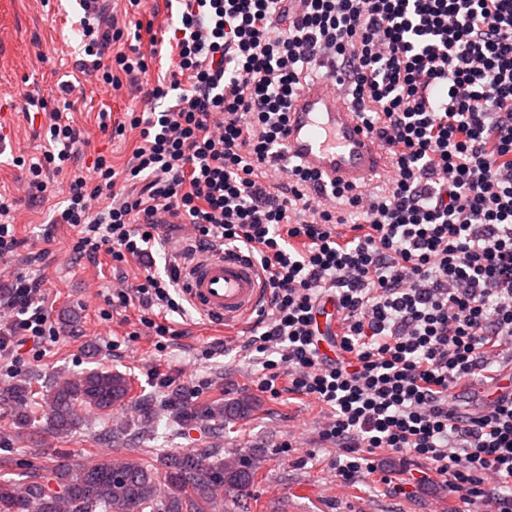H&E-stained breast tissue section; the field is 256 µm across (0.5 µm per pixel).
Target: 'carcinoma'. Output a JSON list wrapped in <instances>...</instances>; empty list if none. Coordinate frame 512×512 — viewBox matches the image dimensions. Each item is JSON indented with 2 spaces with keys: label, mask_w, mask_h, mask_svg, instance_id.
<instances>
[{
  "label": "carcinoma",
  "mask_w": 512,
  "mask_h": 512,
  "mask_svg": "<svg viewBox=\"0 0 512 512\" xmlns=\"http://www.w3.org/2000/svg\"><path fill=\"white\" fill-rule=\"evenodd\" d=\"M131 384L120 371L95 368L58 378L43 388L17 380L0 393V408L24 431L43 421L58 436H69L96 412L107 418L129 401ZM226 410L206 406L175 420L222 417ZM258 466L234 454L210 450L164 454L151 462L130 459L116 468L112 459L92 463L65 460L51 471L24 480L0 475V512H248L243 491L255 481Z\"/></svg>",
  "instance_id": "1"
}]
</instances>
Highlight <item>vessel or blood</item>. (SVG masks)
<instances>
[{"mask_svg":"<svg viewBox=\"0 0 512 512\" xmlns=\"http://www.w3.org/2000/svg\"><path fill=\"white\" fill-rule=\"evenodd\" d=\"M286 156L323 186L361 190L388 172L391 160L358 120L348 99L324 81H303L288 112ZM184 296L206 320L233 333L248 325L264 300L258 266L238 253L206 251L182 269Z\"/></svg>","mask_w":512,"mask_h":512,"instance_id":"vessel-or-blood-1","label":"vessel or blood"}]
</instances>
